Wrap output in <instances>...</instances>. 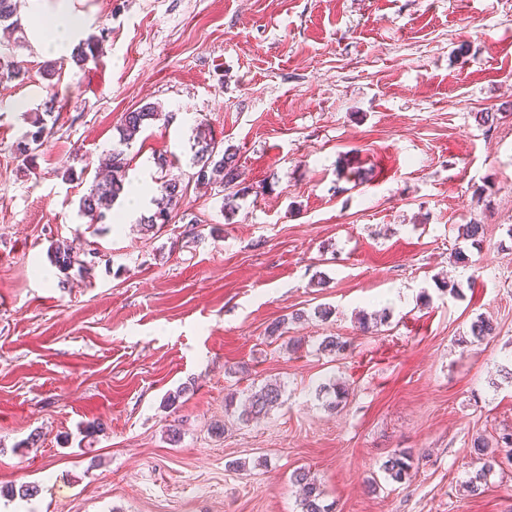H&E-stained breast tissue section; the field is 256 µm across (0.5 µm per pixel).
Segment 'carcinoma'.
<instances>
[{"mask_svg": "<svg viewBox=\"0 0 512 512\" xmlns=\"http://www.w3.org/2000/svg\"><path fill=\"white\" fill-rule=\"evenodd\" d=\"M0 26L18 31L21 29L18 16V0H0ZM97 40L91 38L78 45L71 54V61L84 66L96 57ZM26 70L19 66L14 58L0 54V79H22ZM55 98H50L44 103V113H35L30 118L31 129L25 131L17 142V151L24 157L43 145V134L46 129L43 115H50L55 109ZM162 113L151 103L140 108L125 112L122 115L118 127L119 139L112 145L110 153V169L108 173L96 179L88 192L79 201L80 212L90 219L101 222L106 219L117 220L118 215L112 213V206L119 196L125 191L126 186V151L135 137L149 124L160 119ZM193 167L196 168L195 181L198 185L217 186L225 192L224 201L228 209L234 208V201L239 195L248 193V187H239L238 165L236 157L230 152L219 150L218 142L211 128L203 123L196 127L194 136ZM157 196L154 198L155 209L140 218L142 229L151 232L156 227H163L172 220L173 211L180 205L187 195V186L178 175L168 173L156 187ZM51 262L62 273L68 272L78 259L69 245L59 242L51 254ZM473 338L483 341L496 335L494 324L484 318L474 321L470 329ZM318 393L331 396L328 407L335 409L347 399L348 389L336 383H323L319 386ZM282 399L281 386L273 383L265 384L252 392L245 399L244 408L238 414V419L243 422L259 420L280 404ZM413 452L402 449L391 456L382 465L384 473L396 482H401L410 477L413 464ZM291 480L301 490L302 512H328L323 504L322 491L310 473L299 468L291 475Z\"/></svg>", "mask_w": 512, "mask_h": 512, "instance_id": "1", "label": "carcinoma"}]
</instances>
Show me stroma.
Masks as SVG:
<instances>
[{"instance_id": "obj_1", "label": "stroma", "mask_w": 512, "mask_h": 512, "mask_svg": "<svg viewBox=\"0 0 512 512\" xmlns=\"http://www.w3.org/2000/svg\"><path fill=\"white\" fill-rule=\"evenodd\" d=\"M67 5L98 59L51 88L30 38L12 47L27 79L0 81V488H37L0 512H301L300 467L333 512H512L507 449L466 487L474 438L512 431V0ZM52 95L23 161L25 115ZM146 103L161 118L127 177L155 190L158 155L178 157L180 215L90 223L79 200ZM200 122L237 154L234 210L191 182ZM473 221L482 241L461 234ZM62 241L94 267L62 274ZM480 317L494 339L472 338ZM329 378L350 392L333 411ZM269 382L284 392L264 419L226 410ZM403 448L397 483L381 466ZM413 452L409 449L399 450L388 457L382 465L384 473L393 481L401 482L410 477L413 464Z\"/></svg>"}]
</instances>
